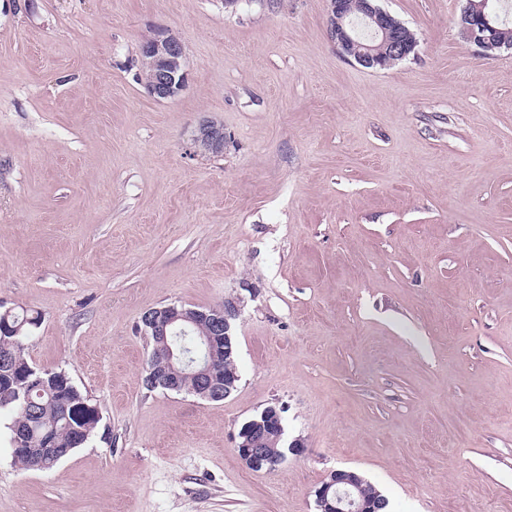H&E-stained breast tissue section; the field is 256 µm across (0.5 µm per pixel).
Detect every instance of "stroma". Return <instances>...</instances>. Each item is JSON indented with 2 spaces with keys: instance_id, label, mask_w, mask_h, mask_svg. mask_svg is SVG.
I'll return each mask as SVG.
<instances>
[{
  "instance_id": "stroma-1",
  "label": "stroma",
  "mask_w": 512,
  "mask_h": 512,
  "mask_svg": "<svg viewBox=\"0 0 512 512\" xmlns=\"http://www.w3.org/2000/svg\"><path fill=\"white\" fill-rule=\"evenodd\" d=\"M381 5L418 46L370 69L329 0H0V302L100 415L41 473L1 411L0 512H318L336 469L390 512H512V51L461 38L465 0ZM161 30L172 100L140 77ZM227 298L236 390L146 389L142 315ZM269 406L304 450L256 472ZM186 48L170 31L158 33L141 45V67L147 89L157 99H173L186 87ZM193 146L197 152L221 154L224 151V126L212 119H202L194 131ZM282 408L276 406L266 407L261 413V420L252 419L244 423L238 432L239 442L237 443V453L245 466L253 471L271 470L279 465L284 454L288 450L298 454L302 452L303 446L294 442L288 448H283L284 443L280 440L276 444V450L283 452L279 454L270 453L267 444L269 432L275 431L277 439H281L285 429L281 416Z\"/></svg>"
}]
</instances>
